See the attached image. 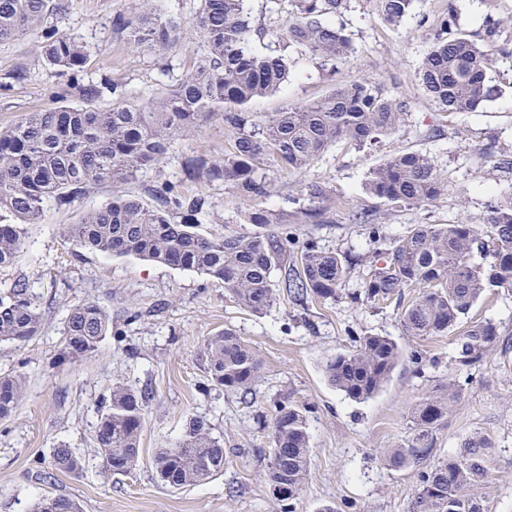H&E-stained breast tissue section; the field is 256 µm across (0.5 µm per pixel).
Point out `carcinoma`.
I'll use <instances>...</instances> for the list:
<instances>
[{
    "label": "carcinoma",
    "mask_w": 512,
    "mask_h": 512,
    "mask_svg": "<svg viewBox=\"0 0 512 512\" xmlns=\"http://www.w3.org/2000/svg\"><path fill=\"white\" fill-rule=\"evenodd\" d=\"M246 0H201L191 25L203 40L205 54L194 73L156 97L144 109L134 104H95L100 88L78 84L82 104L33 112L0 127V268L13 265L24 244L26 226L42 222L48 205L70 206L93 183L124 181L166 157L172 140L202 117L217 114L233 137L221 160L203 156L181 161L185 176L204 172L211 180L233 182L247 201L268 193L258 172L259 160L274 154L290 173H300L336 141L371 145L397 131L410 104L376 81L338 85L321 99L288 105L262 120L248 112L254 98L273 94L288 82L290 54L308 53L335 71L351 60L352 45L335 17L348 0H288V18L278 29L254 28ZM414 0H376L380 17L397 25ZM66 9L65 0H0V42L40 28L49 13ZM453 8L437 20L435 42L424 55L419 78L425 93L443 112H474L493 101L502 85L493 83L494 54L453 33ZM135 48L156 50L176 35L180 22L162 14L155 0H139L129 12L112 19ZM269 37L274 50L257 54L252 36ZM49 65L77 80L87 60L79 40L45 33ZM447 188L435 161L409 151L373 170L367 190L401 206H421ZM150 206L134 196H118L83 213L76 224H63L60 235L74 248L116 257L133 256L163 266L196 272L224 284L239 307L261 313L276 301V292L303 306L308 300L336 299L351 269L368 265L364 299L378 304L403 288H421L401 313L407 336H444L458 331L453 362L457 371L480 363L499 339L497 326L481 322L462 327L472 306L491 288H512V197L489 205L483 226L460 219L453 224H415L388 240L370 215L354 211L351 220L368 226L377 248L368 254L341 255L301 240L288 227V216L269 210H246L243 223L257 232L211 236L195 230L197 221L177 222L176 212L194 217L205 200L188 198L175 186L156 190ZM487 264L474 262V255ZM280 273L278 281L272 280ZM42 316L24 276L0 293V342L22 344L39 335ZM112 331V316L97 300L70 310L62 355L80 360L96 350ZM200 363L208 381L247 399L258 376L255 351L236 330L207 337ZM403 358L388 336L369 335L349 354L325 366L329 383L346 398L364 402L376 395ZM24 390L22 375L0 376V421L11 418ZM464 387L455 376L427 394L413 412L407 443L387 452L394 467L426 465L410 512H486L475 488L488 476V441L473 436L455 455L427 463L433 432L459 404ZM149 393L124 384L112 387L106 410L98 418L94 441L103 470L129 474L140 458V437ZM268 428L265 479L277 498L295 512L306 481L310 446L307 417L286 401L274 403ZM156 475L172 487L197 485L224 470V446L208 423L186 420L175 448H160L153 459ZM51 469L80 473L82 459L69 447L52 450ZM33 512H81L76 500L43 494Z\"/></svg>",
    "instance_id": "obj_1"
}]
</instances>
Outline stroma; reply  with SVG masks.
Instances as JSON below:
<instances>
[{"label":"stroma","mask_w":512,"mask_h":512,"mask_svg":"<svg viewBox=\"0 0 512 512\" xmlns=\"http://www.w3.org/2000/svg\"><path fill=\"white\" fill-rule=\"evenodd\" d=\"M136 0H68L65 11L47 15L45 27L76 37L88 51L84 76L109 81L97 103L146 105L166 87L175 86L195 65L199 39L190 21L200 0H162L165 12L183 25L161 51L129 49L112 18L134 8ZM456 7L460 30L478 44L498 51L497 69L512 71V25H501L494 41L485 31L492 21L512 15V0H415L400 26L384 22L373 0H349L337 17L352 40L353 59L327 73L319 60L304 55L280 93L258 97L248 108L263 118L291 103H309L334 86L362 78L379 81L404 94L411 108L401 128L374 147L341 140L305 171L288 173L279 159L266 155L260 173L271 185L268 195L243 201L233 183L185 180L183 158H223L231 138L217 116L175 138L164 163L122 182L104 181L87 188L68 207L48 206L42 223L27 227L25 243L10 267L0 270V292L18 276L33 283L43 315L39 336L23 346L0 343V374L20 373L25 390L8 421L0 422V512H29L44 493L76 499L82 512H281L264 481L267 431L259 413L275 401L308 410L310 469L296 512H409L419 488V467L393 468L383 452L401 446L421 399L452 368L454 335L415 337L402 332L400 314L418 295L405 288L377 305L360 301L368 274L355 267L334 301H314L309 311L280 297L264 313L241 309L221 282L191 271L172 269L135 257L74 252L59 236L63 224L118 195L154 203L155 190L169 183L206 201L198 220L203 232L222 235L240 230L246 209L284 211L294 232L324 249L364 253L372 245L364 225L349 213L373 215L387 237L397 238L415 224H451L461 216L480 223L491 202L512 195V91L477 112L446 113L425 94L419 65L431 47L428 21ZM67 78L43 54L41 31L0 43V126L26 114L76 103L66 92ZM418 151L433 157L448 180L437 200L420 207L396 208L370 194V172L391 157ZM318 184L322 196L307 193ZM319 212L307 224L303 211ZM95 299L112 315V332L97 350L78 361L62 359L69 310ZM468 323L494 322L500 344L472 369L462 372L465 390L455 412L434 432L432 458L455 454L461 442L481 435L491 443L488 477L481 487L487 512H512V291H487L472 307ZM234 328L260 361L254 406L212 386L198 361L203 340ZM394 339L404 352L385 387L357 403L333 388L325 376L327 361L355 350L359 337ZM431 362L417 367L411 353ZM145 388L150 400L144 414L140 459L128 475H105L93 441L97 419L115 383ZM207 420L224 443V470L209 482L173 488L158 481L156 449L175 446L188 415ZM66 445L83 458L79 474L53 471V448Z\"/></svg>","instance_id":"35a3bbf8"}]
</instances>
